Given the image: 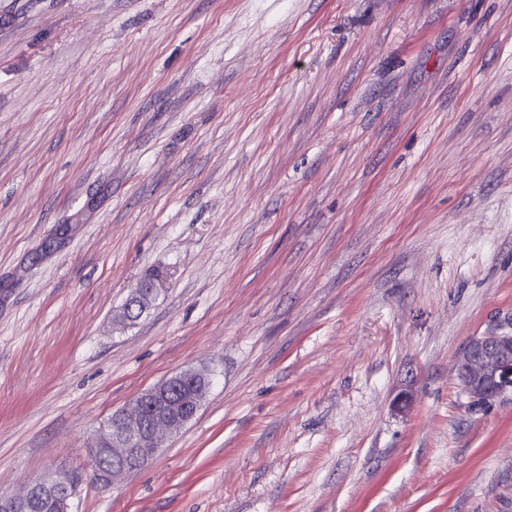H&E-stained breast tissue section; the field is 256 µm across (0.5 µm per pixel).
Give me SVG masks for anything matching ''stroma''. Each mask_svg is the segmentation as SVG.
Masks as SVG:
<instances>
[{
	"label": "stroma",
	"mask_w": 512,
	"mask_h": 512,
	"mask_svg": "<svg viewBox=\"0 0 512 512\" xmlns=\"http://www.w3.org/2000/svg\"><path fill=\"white\" fill-rule=\"evenodd\" d=\"M511 321L512 0H0V492L512 512V392L454 371ZM186 369L195 418L93 480ZM191 376L202 384L200 391L202 392L206 384L204 374L195 370L180 371L148 389L128 408L112 413L109 418L112 421H108L100 430L94 445L89 448L93 460L94 478L97 482L111 484L112 479L129 471L125 467L129 465L128 460L122 458H133L139 465L147 463L169 436L179 431L196 416L200 408L198 396L191 394L187 400L184 398V393L178 399L175 396V391H178L180 384ZM145 405H148L153 412L152 421L150 412H146L145 418L143 417L142 408ZM192 409L193 415L187 417ZM144 419L146 423L150 421L151 423L146 426ZM103 452L122 457L118 458L109 453L101 456L99 465L110 471H102L95 465L97 457ZM74 481L72 472L65 469H55L32 483L24 496L18 494L0 493V512H17L23 506L27 493L41 488H55L68 494Z\"/></svg>",
	"instance_id": "35a3bbf8"
}]
</instances>
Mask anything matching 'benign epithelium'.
<instances>
[{
	"label": "benign epithelium",
	"instance_id": "benign-epithelium-1",
	"mask_svg": "<svg viewBox=\"0 0 512 512\" xmlns=\"http://www.w3.org/2000/svg\"><path fill=\"white\" fill-rule=\"evenodd\" d=\"M454 370L464 391L475 399H492L512 390V330L500 326L474 337L455 361ZM206 384V376L185 370L171 375L148 389L131 406L112 413V420L98 433L89 452L92 460L104 452L147 463L164 441L191 421L189 412H198L200 398L176 397L175 391L188 377ZM153 412L145 424L142 408ZM74 481L72 472L55 469L32 483L29 490L55 488L69 492Z\"/></svg>",
	"mask_w": 512,
	"mask_h": 512
}]
</instances>
